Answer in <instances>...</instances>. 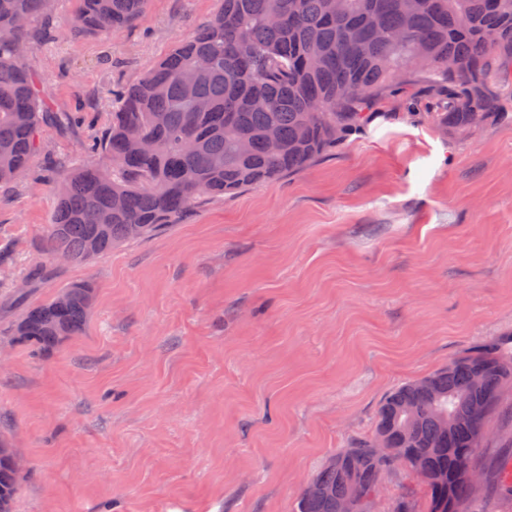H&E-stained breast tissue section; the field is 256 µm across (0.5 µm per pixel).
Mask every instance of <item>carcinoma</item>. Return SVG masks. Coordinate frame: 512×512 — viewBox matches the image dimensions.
Wrapping results in <instances>:
<instances>
[{"instance_id":"1","label":"carcinoma","mask_w":512,"mask_h":512,"mask_svg":"<svg viewBox=\"0 0 512 512\" xmlns=\"http://www.w3.org/2000/svg\"><path fill=\"white\" fill-rule=\"evenodd\" d=\"M51 0H0V185L29 172L49 112L38 78L15 52ZM71 26L115 33L148 0H81ZM220 10L190 39L119 93L103 152L107 165L77 164L59 177L45 248L82 263L118 243L179 223L204 196L298 173L375 117L396 88L422 85L443 103L423 116L455 135L489 120L512 123L498 80L512 59V0H220ZM210 67L197 73V60ZM208 104L195 108L196 100ZM156 143L139 152L130 130ZM275 130L277 151L266 134ZM249 143L241 155L237 144ZM94 288L78 283L25 313L14 329L37 353L79 335ZM512 382V336L475 347L447 367L392 391L373 438L332 456L302 489L297 512H343L352 486L379 496L396 456L424 487L426 512H497L512 497V435L505 456L472 493L487 421ZM395 449L379 456L374 445ZM20 474L0 457V512H14Z\"/></svg>"}]
</instances>
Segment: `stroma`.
Instances as JSON below:
<instances>
[{"label": "stroma", "instance_id": "1", "mask_svg": "<svg viewBox=\"0 0 512 512\" xmlns=\"http://www.w3.org/2000/svg\"><path fill=\"white\" fill-rule=\"evenodd\" d=\"M220 0H149L113 34L52 0L27 67L51 114L30 175L0 185V435L25 463L16 512H297L301 489L384 398L512 332V125L450 139L400 119L302 172L205 197L84 264L44 259L54 172L99 165L115 97ZM90 283L80 335L12 343L30 308ZM479 456L499 463L512 389ZM422 501L390 470L378 500Z\"/></svg>", "mask_w": 512, "mask_h": 512}]
</instances>
